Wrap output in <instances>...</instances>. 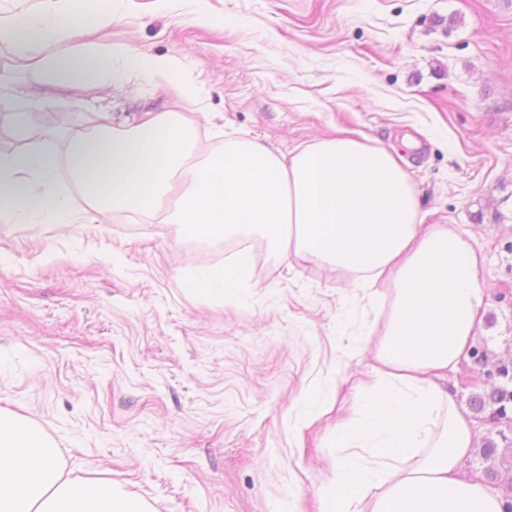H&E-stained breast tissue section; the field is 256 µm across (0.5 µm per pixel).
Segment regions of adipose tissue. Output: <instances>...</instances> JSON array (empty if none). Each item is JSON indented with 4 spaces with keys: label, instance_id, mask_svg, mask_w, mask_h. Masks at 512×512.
<instances>
[{
    "label": "adipose tissue",
    "instance_id": "ef3b65f1",
    "mask_svg": "<svg viewBox=\"0 0 512 512\" xmlns=\"http://www.w3.org/2000/svg\"><path fill=\"white\" fill-rule=\"evenodd\" d=\"M112 22V0H41L22 19L0 17V46L43 86L111 80L115 64L134 78L172 80L178 59L80 41ZM78 38L64 54L48 45ZM6 117L18 148L0 152V226L38 213L69 223L53 189L64 164L94 216L135 214L213 242L255 236L281 257L327 264L380 302L384 330L371 343L376 405L389 437L371 455L364 480L337 482L323 512H503L500 493L461 477L475 444L449 390L431 381L470 350L485 291L469 233L422 227L409 173L388 150L351 137L317 138L281 154L256 139L225 137L207 154L185 113H145L120 127L71 136L63 159L35 149L29 114ZM0 512H151L111 481L71 478L54 441L0 409Z\"/></svg>",
    "mask_w": 512,
    "mask_h": 512
}]
</instances>
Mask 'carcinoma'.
<instances>
[{
    "label": "carcinoma",
    "instance_id": "1",
    "mask_svg": "<svg viewBox=\"0 0 512 512\" xmlns=\"http://www.w3.org/2000/svg\"><path fill=\"white\" fill-rule=\"evenodd\" d=\"M489 387L471 395L469 408L477 416L487 418L493 430L485 437L478 455L484 465L483 474L491 482L499 479L497 462L512 452V357L501 360L486 371ZM505 448H499V444Z\"/></svg>",
    "mask_w": 512,
    "mask_h": 512
}]
</instances>
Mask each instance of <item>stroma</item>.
I'll return each mask as SVG.
<instances>
[{"label": "stroma", "mask_w": 512, "mask_h": 512, "mask_svg": "<svg viewBox=\"0 0 512 512\" xmlns=\"http://www.w3.org/2000/svg\"><path fill=\"white\" fill-rule=\"evenodd\" d=\"M104 48L182 60L216 130L281 153L320 136L394 153L423 224L473 236L485 285L477 344L512 354V0H118ZM0 49V98L30 100L32 140L63 156L48 116L76 132L146 111H189L159 80L60 87L44 102ZM74 220L0 230V408L38 425L73 478L111 479L154 512H320L336 468L367 465L356 400L379 307L335 267L215 278L227 245L171 224ZM472 359L448 373L461 411L485 387Z\"/></svg>", "instance_id": "obj_1"}]
</instances>
